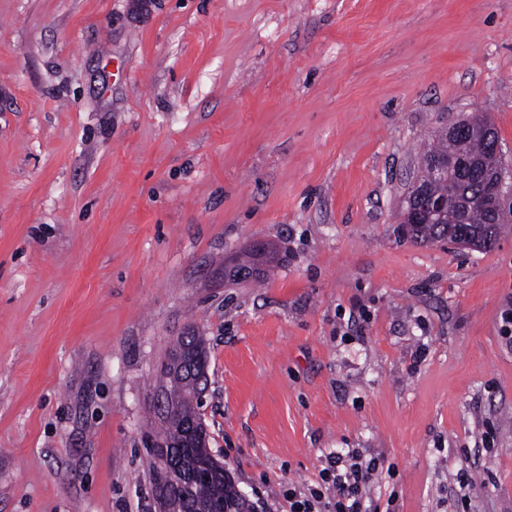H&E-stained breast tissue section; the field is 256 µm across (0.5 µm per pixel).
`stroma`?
Masks as SVG:
<instances>
[{
    "label": "stroma",
    "instance_id": "stroma-1",
    "mask_svg": "<svg viewBox=\"0 0 512 512\" xmlns=\"http://www.w3.org/2000/svg\"><path fill=\"white\" fill-rule=\"evenodd\" d=\"M473 113L511 153L512 0H0V512H157L190 330L255 512L352 450L376 512H512V228L398 224ZM278 260V257L275 252L271 250H267L263 254L255 253L250 248L240 255L235 257V263L238 268L240 267H254L259 266L260 271L259 274L255 277V272L251 271H240L236 276V281L244 282L259 278L260 275H264L265 267L270 266L274 262Z\"/></svg>",
    "mask_w": 512,
    "mask_h": 512
}]
</instances>
